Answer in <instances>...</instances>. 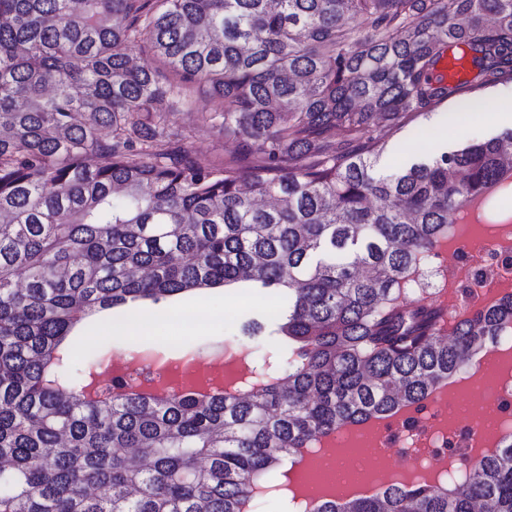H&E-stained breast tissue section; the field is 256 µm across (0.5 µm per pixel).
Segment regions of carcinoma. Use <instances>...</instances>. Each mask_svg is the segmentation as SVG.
<instances>
[{"label": "carcinoma", "instance_id": "carcinoma-1", "mask_svg": "<svg viewBox=\"0 0 512 512\" xmlns=\"http://www.w3.org/2000/svg\"><path fill=\"white\" fill-rule=\"evenodd\" d=\"M450 45L474 79L437 75ZM509 82L512 0H0V512H249L299 449L512 332V292L450 324L410 299L461 210L512 188V131L389 174L375 135ZM194 93L249 164L172 146ZM238 282L278 305L234 342L288 350L232 390L72 371L98 311ZM468 471L315 512H512V433Z\"/></svg>", "mask_w": 512, "mask_h": 512}]
</instances>
